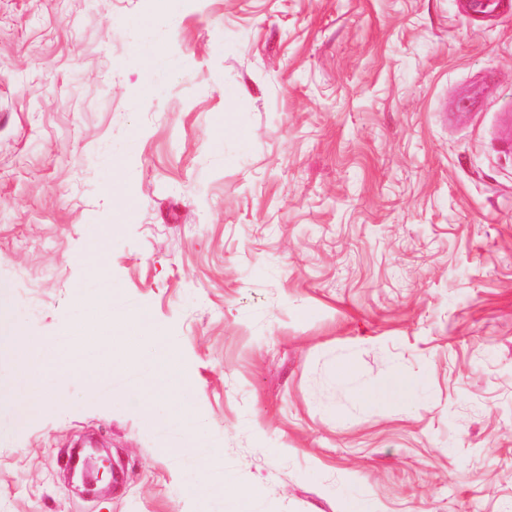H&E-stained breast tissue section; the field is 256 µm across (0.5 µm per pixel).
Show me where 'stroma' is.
<instances>
[{
    "mask_svg": "<svg viewBox=\"0 0 512 512\" xmlns=\"http://www.w3.org/2000/svg\"><path fill=\"white\" fill-rule=\"evenodd\" d=\"M469 3L182 0L151 64L148 0H0V320L67 335L104 261L253 512H512V10ZM184 438L128 376L2 403L0 512H216ZM85 439L92 495L59 464ZM413 387V380L401 376L382 384L378 389L360 392V398L366 403L389 401L410 395Z\"/></svg>",
    "mask_w": 512,
    "mask_h": 512,
    "instance_id": "1",
    "label": "stroma"
}]
</instances>
